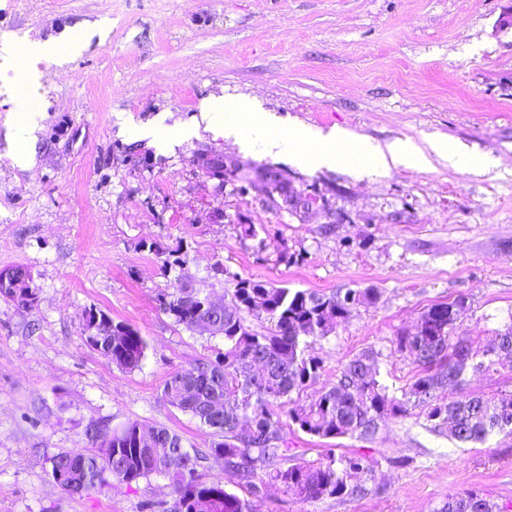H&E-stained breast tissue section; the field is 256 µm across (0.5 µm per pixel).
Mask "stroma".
<instances>
[{
	"label": "stroma",
	"mask_w": 512,
	"mask_h": 512,
	"mask_svg": "<svg viewBox=\"0 0 512 512\" xmlns=\"http://www.w3.org/2000/svg\"><path fill=\"white\" fill-rule=\"evenodd\" d=\"M512 0H0V34L29 41L104 21L105 37L64 66H44L28 167L13 138L25 104L13 92L25 66L0 74V269L22 267L36 302L0 297V512H169L163 477L106 480L81 493L51 477L53 455L89 447L86 430L129 420L168 428L208 448L210 428L171 406L175 371L215 358L222 337L175 323L158 299L179 284L223 298L224 274L329 294L374 288L311 352L320 377L293 394L309 404L361 351L378 354L390 390L412 366L397 332L433 304L465 297L453 334L483 348L512 322ZM242 96L283 122L344 129L385 143L435 134L466 144L469 164L370 176L303 168L287 154L247 153L217 128L171 151L140 127L190 120ZM242 171L280 169L293 192L321 205L279 208L261 181L240 190L208 159ZM244 224L275 228L265 251ZM293 255L275 261L278 249ZM127 324L149 343L138 369L107 362L88 342L87 312ZM288 455L307 464L325 448L360 451L377 466L367 495L302 502L269 483L258 512H436L474 489L512 504V437L458 445L417 415L383 423L374 440L324 441L290 430ZM411 457L397 469L390 458Z\"/></svg>",
	"instance_id": "1"
}]
</instances>
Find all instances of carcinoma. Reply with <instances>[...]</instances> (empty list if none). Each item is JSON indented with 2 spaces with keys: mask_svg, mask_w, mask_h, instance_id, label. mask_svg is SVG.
Segmentation results:
<instances>
[{
  "mask_svg": "<svg viewBox=\"0 0 512 512\" xmlns=\"http://www.w3.org/2000/svg\"><path fill=\"white\" fill-rule=\"evenodd\" d=\"M244 241L262 251L270 231L253 224L240 225ZM233 282L231 302H212L201 288H180L163 295L160 306L175 323L224 339V351L178 370L164 383V399L214 430L217 440L208 450L186 449L183 438L162 426L130 420L118 428L90 429L91 448L60 452L51 458V476L62 489L89 491L105 475L130 484L153 476L169 480L175 495L172 512H256L263 499L265 480L279 483L302 501L323 498L352 499L367 491L375 462L365 453L336 456L334 450L316 462L288 464V442L281 414L301 431L321 438L352 437L372 440L383 421L404 418L420 409L424 427L460 444L484 443L500 433L512 435V397L465 393L456 400L440 396L448 385L465 388L469 378L489 373L501 364L499 346H512V322L496 332L479 350L453 340L456 302L432 305L423 313L421 328L396 337L407 353L415 375L396 395L379 380L377 353L372 349L354 356L336 370L334 379L308 405L290 408L291 394L317 379L322 360L308 353L309 344L335 332L336 326L358 306L376 303L373 288L351 289L331 295L275 287L262 281L227 274ZM30 274L21 267L0 270V296L31 307L36 293ZM268 323L262 331L250 319ZM91 345L108 362L127 370L138 369L148 343L135 329L124 326L115 338L96 337ZM224 395L222 409L211 407V397ZM224 461V473L243 481L252 499H241L220 480L208 481L203 470L210 459ZM436 512H507V507L466 492L448 496Z\"/></svg>",
  "mask_w": 512,
  "mask_h": 512,
  "instance_id": "cac0c4a2",
  "label": "carcinoma"
}]
</instances>
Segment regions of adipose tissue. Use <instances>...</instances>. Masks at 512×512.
Returning a JSON list of instances; mask_svg holds the SVG:
<instances>
[{"mask_svg": "<svg viewBox=\"0 0 512 512\" xmlns=\"http://www.w3.org/2000/svg\"><path fill=\"white\" fill-rule=\"evenodd\" d=\"M85 37L63 34L45 41L21 42L14 38L0 40V68H9L16 57L22 56L27 65L17 80V91L28 105L40 100L43 74L42 62L64 64L84 49ZM225 137L234 139L242 148L259 149L264 153L279 152L283 142L294 146L297 164L310 167L341 168L351 161L362 163L364 170L386 172L404 166L415 169L431 168L434 162L454 163L460 157L457 148L447 141L434 140L420 146L409 140L374 144L357 140L344 130L320 133L302 126L282 129L280 119L264 112L253 102L238 99L225 106Z\"/></svg>", "mask_w": 512, "mask_h": 512, "instance_id": "adipose-tissue-1", "label": "adipose tissue"}]
</instances>
